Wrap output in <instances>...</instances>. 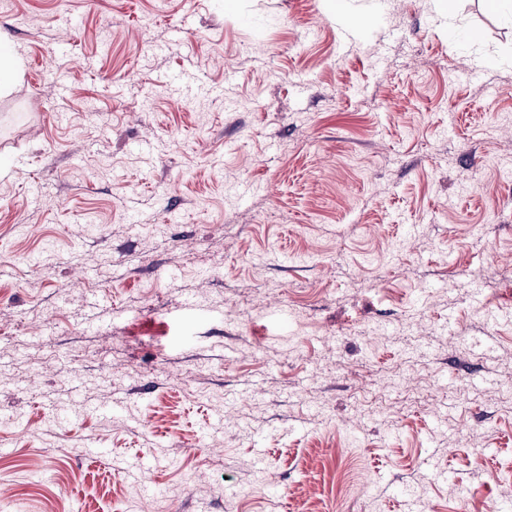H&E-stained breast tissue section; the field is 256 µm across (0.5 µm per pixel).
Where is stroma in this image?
<instances>
[{
  "mask_svg": "<svg viewBox=\"0 0 512 512\" xmlns=\"http://www.w3.org/2000/svg\"><path fill=\"white\" fill-rule=\"evenodd\" d=\"M0 52V512L503 504L512 0H0Z\"/></svg>",
  "mask_w": 512,
  "mask_h": 512,
  "instance_id": "stroma-1",
  "label": "stroma"
}]
</instances>
